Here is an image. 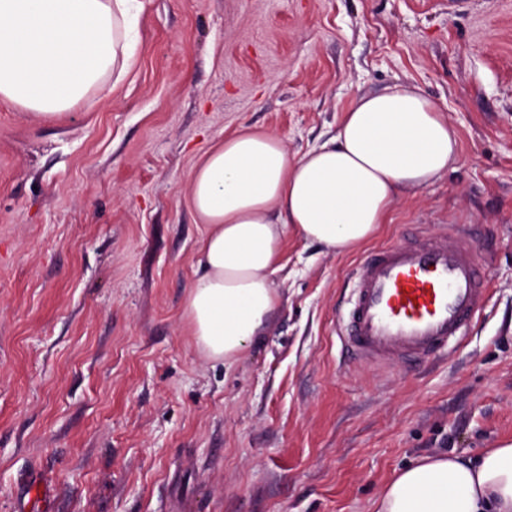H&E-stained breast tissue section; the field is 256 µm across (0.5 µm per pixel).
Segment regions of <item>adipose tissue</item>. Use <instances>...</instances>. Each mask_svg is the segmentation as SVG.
<instances>
[{
  "mask_svg": "<svg viewBox=\"0 0 512 512\" xmlns=\"http://www.w3.org/2000/svg\"><path fill=\"white\" fill-rule=\"evenodd\" d=\"M138 0H0V99L38 116L72 110L133 66ZM455 126L412 85L356 99L335 136L291 156L277 134L241 127L199 158L186 205L206 225L185 316L198 345L234 362L279 295L288 234L336 254L369 241L401 194L459 158ZM375 512H512V438L472 461L436 455L395 474Z\"/></svg>",
  "mask_w": 512,
  "mask_h": 512,
  "instance_id": "ef3b65f1",
  "label": "adipose tissue"
}]
</instances>
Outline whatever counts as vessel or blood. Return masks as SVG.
Segmentation results:
<instances>
[{"instance_id": "b4317fda", "label": "vessel or blood", "mask_w": 512, "mask_h": 512, "mask_svg": "<svg viewBox=\"0 0 512 512\" xmlns=\"http://www.w3.org/2000/svg\"><path fill=\"white\" fill-rule=\"evenodd\" d=\"M487 264L450 227L412 224L398 240L370 249L350 274L337 335L353 359L409 368L469 334L484 310Z\"/></svg>"}]
</instances>
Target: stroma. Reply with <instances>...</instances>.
<instances>
[{
  "instance_id": "obj_1",
  "label": "stroma",
  "mask_w": 512,
  "mask_h": 512,
  "mask_svg": "<svg viewBox=\"0 0 512 512\" xmlns=\"http://www.w3.org/2000/svg\"><path fill=\"white\" fill-rule=\"evenodd\" d=\"M136 62L49 120L0 100V512H371L420 458L512 436V0H142ZM435 100L459 161L406 224H480L489 302L408 371L336 335L364 248L289 234L279 304L230 366L183 318L198 157L240 126L293 155L362 95Z\"/></svg>"
}]
</instances>
